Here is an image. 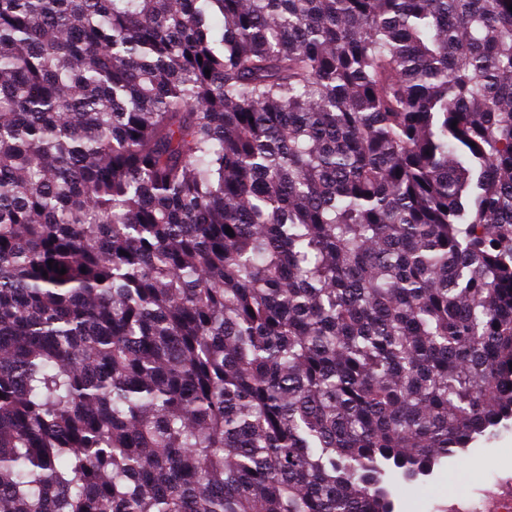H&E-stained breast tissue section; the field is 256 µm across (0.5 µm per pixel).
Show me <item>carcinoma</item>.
<instances>
[{"label":"carcinoma","mask_w":512,"mask_h":512,"mask_svg":"<svg viewBox=\"0 0 512 512\" xmlns=\"http://www.w3.org/2000/svg\"><path fill=\"white\" fill-rule=\"evenodd\" d=\"M511 4L0 0V512H395L507 425Z\"/></svg>","instance_id":"carcinoma-1"}]
</instances>
